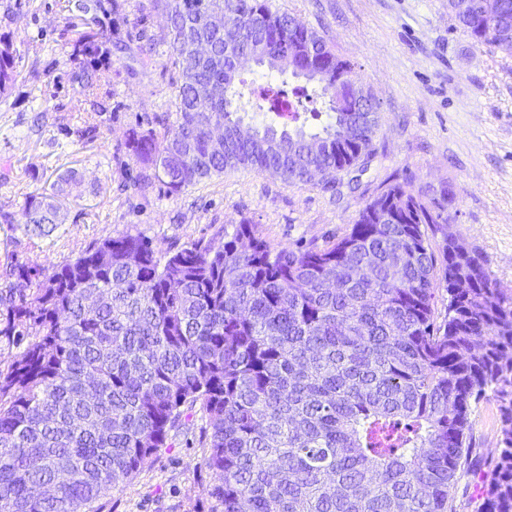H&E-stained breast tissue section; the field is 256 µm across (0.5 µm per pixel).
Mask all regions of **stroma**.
<instances>
[{"label":"stroma","instance_id":"1","mask_svg":"<svg viewBox=\"0 0 512 512\" xmlns=\"http://www.w3.org/2000/svg\"><path fill=\"white\" fill-rule=\"evenodd\" d=\"M115 1L126 17L119 25L110 22ZM78 2L0 0V46L18 73L0 96V214L13 217L0 223V267L30 257L49 271L127 232L162 256L243 222L278 249L321 246L342 236L366 201L400 184L437 209L444 234L482 252L491 278L512 290V56L476 45L448 0H272L317 30L374 94L380 124L371 151L331 189L240 168L177 194L157 182L141 186L130 147L145 116L170 108L175 69L168 44L140 48L127 26L139 20L158 36L164 16L150 0H96L89 14ZM79 30L110 33L109 68L87 94L86 65L74 55ZM68 170L81 184L65 221L36 235L22 209ZM204 425L193 409L167 447L104 498L103 512H211Z\"/></svg>","mask_w":512,"mask_h":512}]
</instances>
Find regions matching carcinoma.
Masks as SVG:
<instances>
[{
  "label": "carcinoma",
  "mask_w": 512,
  "mask_h": 512,
  "mask_svg": "<svg viewBox=\"0 0 512 512\" xmlns=\"http://www.w3.org/2000/svg\"><path fill=\"white\" fill-rule=\"evenodd\" d=\"M178 67L176 121L132 139L139 180L170 192L250 167L287 183L338 174L369 154L379 110L336 94L353 65L271 0H150ZM448 12L474 43L512 56V0L494 23L479 0ZM104 34L79 43L95 68ZM256 108L291 124L243 121L237 77L248 61ZM290 73L314 84L291 89ZM0 49V94L16 80ZM329 122L305 130L312 96ZM25 205L38 235L61 224L60 198ZM441 215L401 184L365 203L341 237L272 247L253 224L174 248L139 235L88 246L45 272L0 270V512H101L200 407L214 476L212 512H456L452 490L477 471L478 512H512V291L478 251L424 226ZM448 303L436 315V291ZM493 394L498 446L477 452L474 405Z\"/></svg>",
  "instance_id": "carcinoma-1"
}]
</instances>
